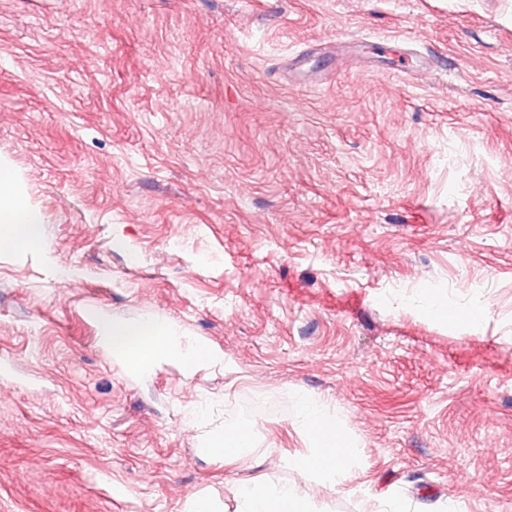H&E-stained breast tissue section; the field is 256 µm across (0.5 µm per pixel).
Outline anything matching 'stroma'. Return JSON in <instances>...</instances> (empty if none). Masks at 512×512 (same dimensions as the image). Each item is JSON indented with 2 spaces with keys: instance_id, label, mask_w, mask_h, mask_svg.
<instances>
[{
  "instance_id": "1",
  "label": "stroma",
  "mask_w": 512,
  "mask_h": 512,
  "mask_svg": "<svg viewBox=\"0 0 512 512\" xmlns=\"http://www.w3.org/2000/svg\"><path fill=\"white\" fill-rule=\"evenodd\" d=\"M0 157L52 256L0 253V512H239L255 481L512 512V0H0ZM104 318L224 366L132 373ZM298 391L350 432L342 486L288 465ZM242 418L254 449L209 453Z\"/></svg>"
}]
</instances>
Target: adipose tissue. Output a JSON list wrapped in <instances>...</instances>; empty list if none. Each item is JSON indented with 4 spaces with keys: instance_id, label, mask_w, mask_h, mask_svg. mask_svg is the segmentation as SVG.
Here are the masks:
<instances>
[{
    "instance_id": "ef3b65f1",
    "label": "adipose tissue",
    "mask_w": 512,
    "mask_h": 512,
    "mask_svg": "<svg viewBox=\"0 0 512 512\" xmlns=\"http://www.w3.org/2000/svg\"><path fill=\"white\" fill-rule=\"evenodd\" d=\"M46 218L32 203L20 178L0 158V252L43 254ZM102 343L118 354L123 365L135 373L175 366L196 372L223 365V351L208 342L187 336L175 323L158 319L104 320ZM298 422L307 435L309 452L290 458L294 469L316 476L333 486L342 485L348 474L346 460L350 442L342 424L322 401L298 395ZM242 512H305L299 488L261 483L238 491Z\"/></svg>"
}]
</instances>
